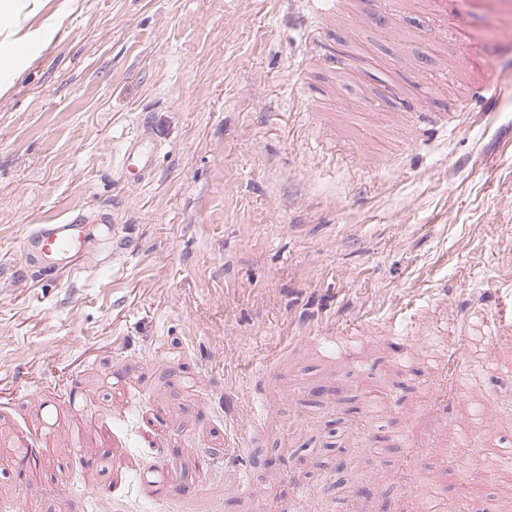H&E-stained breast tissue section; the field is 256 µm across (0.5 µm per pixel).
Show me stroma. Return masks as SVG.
I'll use <instances>...</instances> for the list:
<instances>
[{"mask_svg":"<svg viewBox=\"0 0 512 512\" xmlns=\"http://www.w3.org/2000/svg\"><path fill=\"white\" fill-rule=\"evenodd\" d=\"M53 30L0 71V424L42 426L0 475L29 512H418L512 498V325L484 363L512 286V0H42ZM354 66L325 65L328 52ZM503 93L465 98L486 71ZM428 88L447 126L397 123ZM160 138L144 184L127 143ZM98 211L84 272L25 264L28 229ZM353 331L375 371L309 344ZM463 335L480 375L416 444L368 414L369 386L425 409L414 337ZM100 415L82 444L60 403ZM499 418L469 446L473 412ZM255 412L259 425L231 423ZM173 465L185 493L144 477Z\"/></svg>","mask_w":512,"mask_h":512,"instance_id":"obj_1","label":"stroma"}]
</instances>
